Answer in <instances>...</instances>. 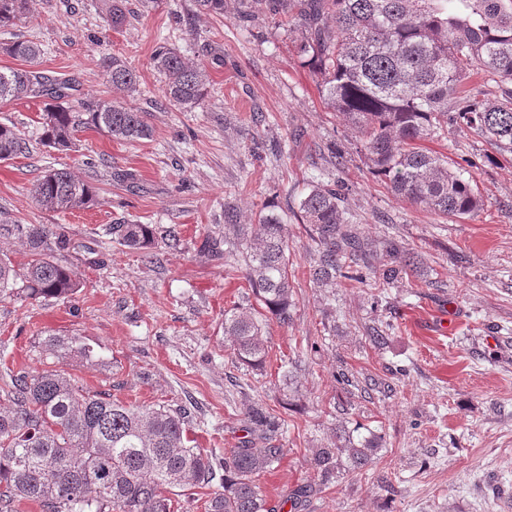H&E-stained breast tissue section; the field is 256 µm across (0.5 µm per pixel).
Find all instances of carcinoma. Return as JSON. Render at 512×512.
Listing matches in <instances>:
<instances>
[{
  "label": "carcinoma",
  "mask_w": 512,
  "mask_h": 512,
  "mask_svg": "<svg viewBox=\"0 0 512 512\" xmlns=\"http://www.w3.org/2000/svg\"><path fill=\"white\" fill-rule=\"evenodd\" d=\"M36 0H0V28L30 14ZM256 8L291 19L298 33L295 52L321 77L325 103L357 132L356 145L371 173L409 202L445 217H471L483 207L472 180L475 162L447 158L421 146L450 127L465 126L502 156H512V0H252ZM0 52L26 63L0 68V102L43 101L40 144L64 151L78 133L95 130L126 141L147 139L146 113L99 96L81 97L75 81L40 69L41 49L30 40L0 45ZM164 76L163 93L173 106L192 110L208 98L205 69L173 45L153 53ZM105 82L129 93L140 75L116 56L102 60ZM494 83L493 100L480 95L472 79ZM29 152V139L0 123V161ZM336 161V184L316 182L300 204L318 255L310 269L317 284L336 281L359 265L371 243L347 217L348 186ZM35 201L51 211L85 209L99 202L97 188L69 169L43 172L31 188ZM25 237L21 269L0 260V295L26 299L72 298L81 287L74 270L55 261L51 245L65 239L46 225L0 224ZM119 244L150 255L159 244L150 224L123 221L108 228ZM387 280L409 277L421 259L390 241ZM284 224L263 212L252 224L238 222L224 208V255L240 254L245 278L258 302L278 322L291 320L293 289L288 276ZM224 336L239 363L261 368L269 356L261 323L251 309L224 311ZM33 349L47 366L7 369L0 388V512H17L26 501L42 512H171L172 497L218 484L204 512H276L259 477L284 454L271 443L278 419L257 402L243 404L248 422L238 446L223 463L193 445L187 412L164 404L134 406L92 391L70 374L72 362L103 365L98 345L80 336L48 333ZM373 445L351 443L314 453L316 482L339 477L344 463L361 470Z\"/></svg>",
  "instance_id": "carcinoma-1"
}]
</instances>
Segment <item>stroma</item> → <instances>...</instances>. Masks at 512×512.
Segmentation results:
<instances>
[{
	"mask_svg": "<svg viewBox=\"0 0 512 512\" xmlns=\"http://www.w3.org/2000/svg\"><path fill=\"white\" fill-rule=\"evenodd\" d=\"M111 5L37 0L26 18L0 28V43L37 42L46 73L75 79L81 93L127 101L153 128L136 142L87 130L75 148L54 151L39 142L40 100L0 102V123L31 141L26 155L0 161V214L64 232L69 246L56 257L83 283L67 302L0 297V371L41 369L32 351L41 332L84 337L111 366H70L79 383L128 403L189 409V437L219 456L244 434L243 403L262 402L282 420L273 443L285 455L260 484L275 505L307 489L298 512H512V160L465 129L424 141L449 162L471 159L484 201L471 218L434 214L373 177L354 131L326 107L318 75L297 57L290 26L251 17L246 0H226L220 16L199 13L194 0L145 8L129 0L116 28ZM164 43L206 69L204 106L165 101L164 78L150 64ZM108 55L138 71L134 97L104 82ZM53 167L93 184L99 204L41 208L30 188ZM339 176L364 236L421 256L410 280L355 288L341 278L311 281L317 246L299 203L312 180ZM228 206L281 217L294 300L288 324L258 303L243 273L204 250L206 238H223ZM123 220L176 232L180 242L149 259L106 236ZM235 305L262 324L264 369L240 365L224 339V311ZM373 328L384 331V345L370 343ZM365 438L377 445L368 466L312 487L315 449Z\"/></svg>",
	"mask_w": 512,
	"mask_h": 512,
	"instance_id": "stroma-1",
	"label": "stroma"
}]
</instances>
